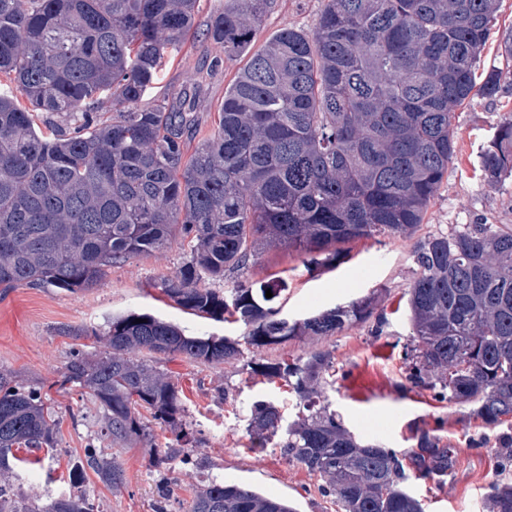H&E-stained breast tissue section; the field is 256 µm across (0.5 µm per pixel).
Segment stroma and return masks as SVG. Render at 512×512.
Here are the masks:
<instances>
[{
	"mask_svg": "<svg viewBox=\"0 0 512 512\" xmlns=\"http://www.w3.org/2000/svg\"><path fill=\"white\" fill-rule=\"evenodd\" d=\"M325 0H273L254 40L285 27L313 31ZM512 32V0H502L491 39L478 69L502 73L503 94L495 99L474 96L457 109L453 121L456 153L448 173L428 206L419 236L450 233L469 224L512 225V177L488 185L478 156L496 125L512 116V58L499 45ZM245 60L225 56L223 49L197 38L172 51L144 105L166 101L178 105L196 99L195 132L185 147L196 146L214 130L224 91ZM415 239L388 237L344 244L346 257L336 268H318L302 255L267 249L244 271L213 282L216 291L278 276L288 287L278 304L284 315L302 319L350 299L375 297L385 318L380 332L371 323H357L328 337L303 336L278 345H249L239 322L186 313L161 290L164 279L181 269L188 248L181 239L147 254L122 259L107 267L101 281L84 291L19 286L0 293V371L12 373L25 389L38 392L58 418L54 460L41 466L15 467L0 477L13 499L29 512H45L58 498L85 496L94 512H190L195 494L209 481L231 479L260 493L288 500L297 512H341L334 497L321 491L322 480L305 466L287 459L278 445L252 447L248 427L255 401L274 403L284 424L297 422L298 400L285 380L261 376L264 363L292 361L314 351L329 352L333 367L323 392L344 425L361 440H377L397 453L415 448L421 434L437 436L453 448V464L443 483L408 474L405 488L423 504L424 512H482L494 480L512 482V470L501 468L497 432L482 426L468 405L442 402L433 391L416 388L406 379L403 346L410 339L406 293L416 276ZM148 314L179 325L186 335L238 341L239 358L200 364L185 356H153L149 363L177 384L185 420L195 444L177 445L171 433L150 414L142 420L151 441L126 446L107 436L104 414L78 385L62 375L80 352L100 354V336L112 317ZM114 457L126 481L112 488L92 470L80 479L69 477L72 466L87 454Z\"/></svg>",
	"mask_w": 512,
	"mask_h": 512,
	"instance_id": "1",
	"label": "stroma"
}]
</instances>
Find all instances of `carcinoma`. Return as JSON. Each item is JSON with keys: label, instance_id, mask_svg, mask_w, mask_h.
<instances>
[{"label": "carcinoma", "instance_id": "1", "mask_svg": "<svg viewBox=\"0 0 512 512\" xmlns=\"http://www.w3.org/2000/svg\"><path fill=\"white\" fill-rule=\"evenodd\" d=\"M499 3L326 0L313 31L283 28L254 51L271 0H226L203 36L247 61L216 129L188 156L195 102L169 112L140 102L192 30L200 0H0V78L14 86L0 92V287L87 290L109 264L178 237L189 261L164 280V294L193 314L242 322L251 344L334 336L372 318L381 328L371 297L292 321L274 306L283 288L273 279L222 293L199 282L246 269L264 247L329 267L347 242L416 234L455 155L454 110L474 92H501L499 73L480 80L476 68ZM103 95L109 123L97 120ZM479 166L491 184L512 176V118L496 126ZM414 260L407 381L473 406L489 429L511 421L512 226L420 238ZM104 338L107 351L75 355L64 381L103 408L112 442L146 436L144 409L195 443L177 385L133 353L219 364L239 356V344L136 313L112 318ZM331 367L325 351L262 367L288 380L305 413L285 428L274 405L257 401L249 427L266 442L285 435L284 454L319 474L343 512H423L401 486L405 471L440 480L452 450L430 434L402 456L357 440L321 404ZM56 429L41 396L0 372V471L21 448H55ZM86 466L109 487L125 479L113 459L92 455ZM47 512L93 508L69 496ZM191 512L296 510L213 481ZM486 512H512V482L491 484Z\"/></svg>", "mask_w": 512, "mask_h": 512}]
</instances>
